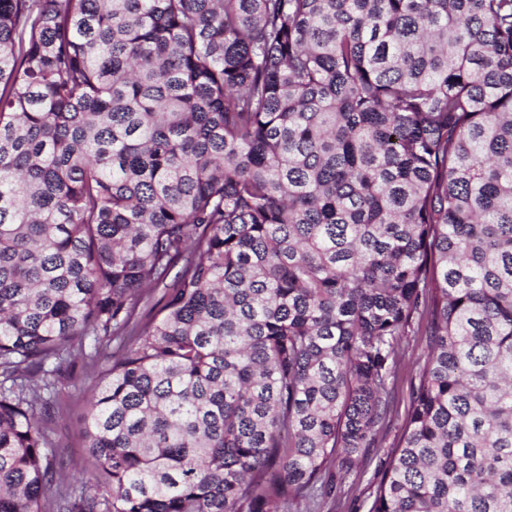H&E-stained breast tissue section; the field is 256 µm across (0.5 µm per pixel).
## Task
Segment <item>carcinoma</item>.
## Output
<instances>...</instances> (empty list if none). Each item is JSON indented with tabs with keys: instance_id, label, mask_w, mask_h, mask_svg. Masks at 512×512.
Listing matches in <instances>:
<instances>
[{
	"instance_id": "cac0c4a2",
	"label": "carcinoma",
	"mask_w": 512,
	"mask_h": 512,
	"mask_svg": "<svg viewBox=\"0 0 512 512\" xmlns=\"http://www.w3.org/2000/svg\"><path fill=\"white\" fill-rule=\"evenodd\" d=\"M416 325L367 512H512V0H0V512H321ZM101 378V373H87L74 384L61 382L56 388V404L59 418L51 425L49 432L52 448H47L50 462L56 469L58 459L67 464L65 474L82 477L87 464L84 448V427L87 414V399Z\"/></svg>"
}]
</instances>
